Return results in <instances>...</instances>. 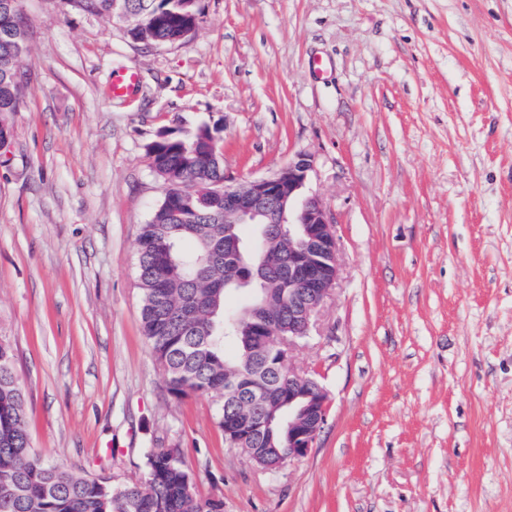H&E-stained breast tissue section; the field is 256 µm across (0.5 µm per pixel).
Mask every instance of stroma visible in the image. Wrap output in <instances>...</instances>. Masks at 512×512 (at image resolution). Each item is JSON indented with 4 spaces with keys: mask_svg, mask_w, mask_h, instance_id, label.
I'll use <instances>...</instances> for the list:
<instances>
[{
    "mask_svg": "<svg viewBox=\"0 0 512 512\" xmlns=\"http://www.w3.org/2000/svg\"><path fill=\"white\" fill-rule=\"evenodd\" d=\"M196 3L192 37L156 47L19 0L0 342L34 448L118 486L178 449L224 512H512V0ZM129 66L137 95L109 98ZM204 125L232 182L309 155L339 238L292 353L327 422L274 471L225 447L211 396L169 392L141 332L138 238L163 195L146 147Z\"/></svg>",
    "mask_w": 512,
    "mask_h": 512,
    "instance_id": "obj_1",
    "label": "stroma"
}]
</instances>
